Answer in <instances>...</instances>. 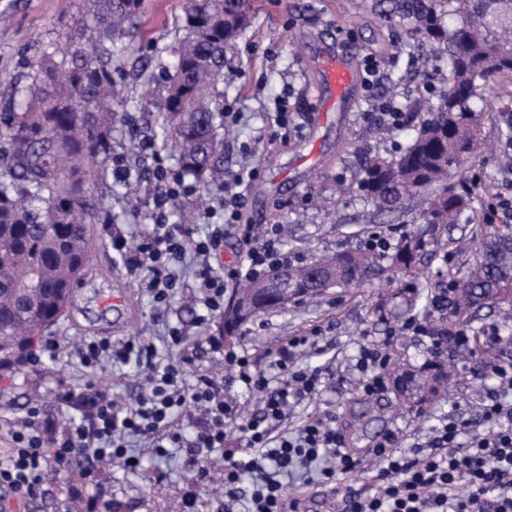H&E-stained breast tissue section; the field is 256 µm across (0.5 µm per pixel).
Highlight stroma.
Returning a JSON list of instances; mask_svg holds the SVG:
<instances>
[{
	"instance_id": "obj_1",
	"label": "stroma",
	"mask_w": 512,
	"mask_h": 512,
	"mask_svg": "<svg viewBox=\"0 0 512 512\" xmlns=\"http://www.w3.org/2000/svg\"><path fill=\"white\" fill-rule=\"evenodd\" d=\"M184 0H144L142 34L130 44L132 57L150 55L151 44H167L174 39V23L182 14ZM258 11L238 38L227 57L224 109L239 113L235 122L224 124V177L213 182L207 192L216 202L248 158L259 172L257 180L244 190L243 223L287 226L284 239L288 250L300 261L311 262L320 253H336L360 248L371 235L387 236L399 245L403 233L418 232L415 223L422 204L408 200L394 214L379 213L360 196L357 174L363 152L390 156L400 135L388 131L380 135L366 119L370 106L363 85L366 56H375L386 74H406V60L392 45L387 28L368 13L354 16L348 0H257ZM81 0H71L62 10L59 0H0V9L9 8L11 22L0 27V92L26 70L42 41L66 32L77 14ZM331 52L342 57L354 78L349 95L330 101L318 69L319 58ZM398 98L401 102L424 100L427 85L437 84L433 68L420 67L406 74ZM287 96L291 124L281 129L274 100ZM486 149L473 170L492 191L512 196V170L499 162L496 131L485 122ZM123 164L142 173L134 191L141 199L140 217L129 218L122 195L125 186L115 180L113 170ZM152 155L130 153L126 137L112 135V154L104 167L95 171L93 181L105 194L111 210L110 225H95L90 262L78 284L73 305L66 316L38 338V345L56 344L57 349L42 356V371L26 367L14 377L0 380V421L24 416L26 392L35 388L53 398L58 382L80 388L95 383L120 402L135 399L140 391L141 369L136 362L105 364L95 371L83 366L80 348L91 340L121 341L130 337L152 340L163 363L176 361L179 353L166 345V327L182 324L187 344H195L202 333L222 336L223 316L211 319L207 330L195 327L197 308L190 295L175 299L164 317H157L142 276L129 272L112 250L111 234L139 235L145 216L153 206ZM471 225L441 224L425 242L412 273L382 280L354 290L332 288L315 298L288 304L284 309L262 313L242 325L237 334L224 341L225 348L248 351L261 368H269L274 350L291 336H307L320 329L317 348L303 349L301 364L319 369L327 379L322 393L294 407L290 417L276 426L274 435L295 430L309 415L330 413L342 428L348 447L362 451L363 470L355 476L339 478L335 487L284 479L287 497L304 500L308 512H338L346 487H360L377 473L366 451L383 435L395 432L405 448L426 444L433 426L446 416L450 403H458L471 421L470 432L479 429V411L495 379L482 365L449 364L448 387L454 401L436 400L429 417L398 407L392 387L366 397L360 392L364 377L353 363L362 345L381 344L390 359L409 368L428 369L434 357L423 336L398 333L418 297L448 285L455 265L444 255L452 242L470 234ZM141 466L126 470L114 463L102 467L97 484L83 485L87 499H104L119 512H167L190 479L179 456L157 458L139 440H132Z\"/></svg>"
}]
</instances>
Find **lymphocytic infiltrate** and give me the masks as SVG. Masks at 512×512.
<instances>
[{"label":"lymphocytic infiltrate","instance_id":"obj_1","mask_svg":"<svg viewBox=\"0 0 512 512\" xmlns=\"http://www.w3.org/2000/svg\"><path fill=\"white\" fill-rule=\"evenodd\" d=\"M153 179L150 228L137 244H129L120 235L113 236L111 244L131 270L143 273L156 310H167L182 293L178 268L186 254H194L198 262L193 295L201 308L197 317L201 325L223 311L229 288L290 263L279 225L243 223L244 196L238 190L225 191L218 206L203 212L209 230L201 235L195 225L170 221L172 200L193 193L194 185L176 169L162 164L155 167ZM228 226L238 228L245 246L241 263L230 269L219 261ZM168 336L181 356L164 366L155 361L154 344L139 337L84 345L80 359L90 369L107 359H136L144 370V391L121 408L110 393L96 385L63 386L57 391V400L76 407L80 412L77 419L57 426L35 404L28 407L23 419L1 424L0 439H6L8 446L0 451V489L9 490L17 502H27L44 493L51 469L67 467L78 458L89 459L92 465L117 459L126 469L136 470L124 441L129 433L145 438L160 457L168 449H183V467L191 476L192 488L182 494L179 512H200L198 490L214 482L224 489L225 512H233L247 473L253 480L248 512H297V500L286 499L274 472L318 461L323 482L332 484L337 475L359 468L360 459L351 454L332 418L315 414L296 433L271 435L293 406L312 398L324 384L319 370L297 364L298 349L316 346L318 334L292 336L280 345L277 372L272 376L249 353L225 349L221 339L207 337L209 350L231 370L229 381L259 394L261 408L248 418L228 399L226 380L209 370L194 369L198 352L187 346L181 330L169 328ZM186 417L193 420L188 429L181 424ZM480 417L484 430L465 444L460 436L467 422L453 411L436 428L427 447L405 452L397 434H385L371 450L381 465L375 483L348 490L343 512H512V404L491 394ZM231 425L241 432L243 447L230 443L227 428ZM217 453L225 460L219 472L212 466Z\"/></svg>","mask_w":512,"mask_h":512}]
</instances>
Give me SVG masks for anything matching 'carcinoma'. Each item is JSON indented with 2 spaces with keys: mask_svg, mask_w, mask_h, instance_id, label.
Listing matches in <instances>:
<instances>
[{
  "mask_svg": "<svg viewBox=\"0 0 512 512\" xmlns=\"http://www.w3.org/2000/svg\"><path fill=\"white\" fill-rule=\"evenodd\" d=\"M79 17L58 40L41 46L27 72L0 96V373L20 371L33 336L55 324L70 305L89 264L92 228L109 217L104 197L87 186V170L112 152V132L127 120L131 97L121 78L129 42L139 34L142 0H82ZM361 7L408 31L400 54L414 63L445 60L443 91L407 105L399 127L408 141L391 157L366 158L360 187L378 208L396 211L421 194L418 219L471 223L485 187L466 162L478 156L484 108L501 113L500 154L512 158V0H362ZM253 0H186L174 42L154 45L170 54L166 96L147 129L161 130L160 147L178 154L180 170L199 191L221 174L226 55L249 26ZM456 169L454 180L448 173ZM472 262L448 276V287L426 295L423 318L468 334L466 350L488 357L474 316L491 303L512 311V225L482 224ZM422 238L408 234L392 269L411 271ZM381 256L366 249L285 268L288 297L250 282L224 335L233 336L253 316L327 287L363 288L381 276ZM400 401L423 407L448 385L443 362L434 372L400 367Z\"/></svg>",
  "mask_w": 512,
  "mask_h": 512,
  "instance_id": "carcinoma-1",
  "label": "carcinoma"
}]
</instances>
